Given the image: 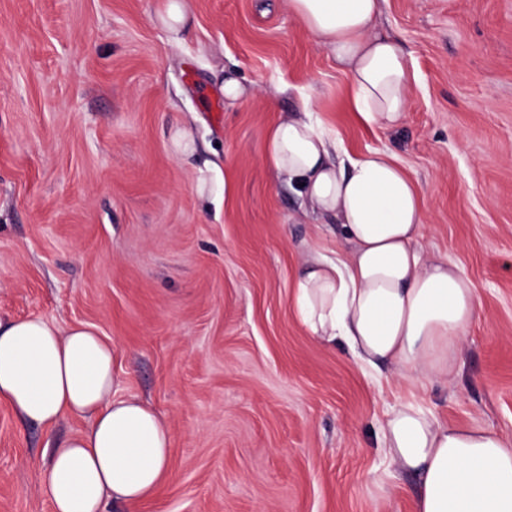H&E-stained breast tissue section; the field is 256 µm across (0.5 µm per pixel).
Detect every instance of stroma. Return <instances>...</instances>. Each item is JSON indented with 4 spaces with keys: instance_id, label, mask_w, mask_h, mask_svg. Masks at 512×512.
Listing matches in <instances>:
<instances>
[{
    "instance_id": "1",
    "label": "stroma",
    "mask_w": 512,
    "mask_h": 512,
    "mask_svg": "<svg viewBox=\"0 0 512 512\" xmlns=\"http://www.w3.org/2000/svg\"><path fill=\"white\" fill-rule=\"evenodd\" d=\"M0 0V320L97 326L121 394L172 429L169 473L136 512H415L381 427L407 390L451 424L512 437V0H384L410 54L403 123L370 127L347 76L284 0ZM234 76L252 95L224 99ZM350 153L386 150L418 182L422 245L473 281L482 314L448 385L400 384L311 336L291 304L307 253L346 248L263 158L301 96ZM197 149L173 154L176 128ZM218 165L224 202L195 178ZM44 428L0 402V512H52ZM158 17L172 35V39L179 41L188 24L186 0H163Z\"/></svg>"
}]
</instances>
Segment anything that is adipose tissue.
Returning a JSON list of instances; mask_svg holds the SVG:
<instances>
[{
    "label": "adipose tissue",
    "instance_id": "ef3b65f1",
    "mask_svg": "<svg viewBox=\"0 0 512 512\" xmlns=\"http://www.w3.org/2000/svg\"><path fill=\"white\" fill-rule=\"evenodd\" d=\"M285 3L348 74L359 117L398 127L415 76L402 46L378 29L383 0ZM264 158L311 213L342 225L349 244L314 256L295 282L293 308L312 336L345 344L362 366H388L403 381L452 382L480 303L460 267L422 253V194L399 159L383 150L343 155L305 101L267 129ZM116 359L92 324L42 316L0 323V400L26 422L90 421L43 470L53 512H104L112 501L135 512L168 473L171 428L137 396H118ZM381 435L389 463L418 482L416 512H512V437L443 422L411 396L392 408Z\"/></svg>",
    "mask_w": 512,
    "mask_h": 512
}]
</instances>
